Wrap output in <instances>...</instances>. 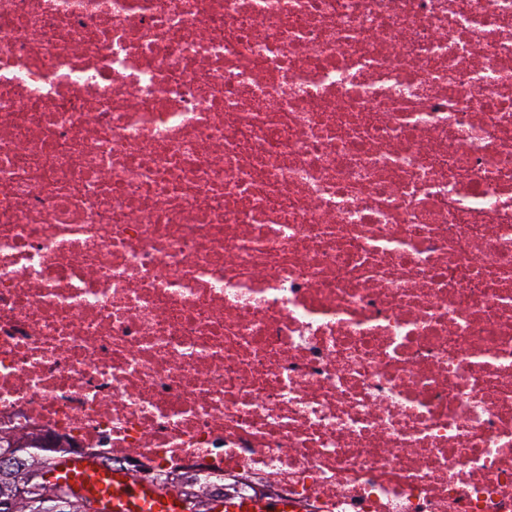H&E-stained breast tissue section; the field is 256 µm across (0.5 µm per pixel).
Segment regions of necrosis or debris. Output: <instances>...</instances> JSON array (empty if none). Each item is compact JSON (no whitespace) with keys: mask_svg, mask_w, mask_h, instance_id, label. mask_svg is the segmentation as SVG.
I'll use <instances>...</instances> for the list:
<instances>
[{"mask_svg":"<svg viewBox=\"0 0 512 512\" xmlns=\"http://www.w3.org/2000/svg\"><path fill=\"white\" fill-rule=\"evenodd\" d=\"M0 431L512 512V0H0Z\"/></svg>","mask_w":512,"mask_h":512,"instance_id":"1","label":"necrosis or debris"}]
</instances>
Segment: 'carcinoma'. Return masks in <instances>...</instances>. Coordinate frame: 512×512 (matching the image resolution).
Wrapping results in <instances>:
<instances>
[{
  "label": "carcinoma",
  "instance_id": "obj_1",
  "mask_svg": "<svg viewBox=\"0 0 512 512\" xmlns=\"http://www.w3.org/2000/svg\"><path fill=\"white\" fill-rule=\"evenodd\" d=\"M23 440V436L0 435V459L11 460L8 469H0V512H93L89 502L77 495L71 504L55 499L54 491L64 489L50 483L47 474L67 453L42 448L33 440L22 446Z\"/></svg>",
  "mask_w": 512,
  "mask_h": 512
}]
</instances>
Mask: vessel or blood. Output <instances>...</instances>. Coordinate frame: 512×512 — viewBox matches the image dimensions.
I'll use <instances>...</instances> for the list:
<instances>
[{
  "label": "vessel or blood",
  "instance_id": "b4317fda",
  "mask_svg": "<svg viewBox=\"0 0 512 512\" xmlns=\"http://www.w3.org/2000/svg\"><path fill=\"white\" fill-rule=\"evenodd\" d=\"M50 480L97 501L101 512H188L177 494L133 478L127 471L104 468L88 456L72 455L57 461ZM207 512H297V509L284 498L214 499Z\"/></svg>",
  "mask_w": 512,
  "mask_h": 512
}]
</instances>
